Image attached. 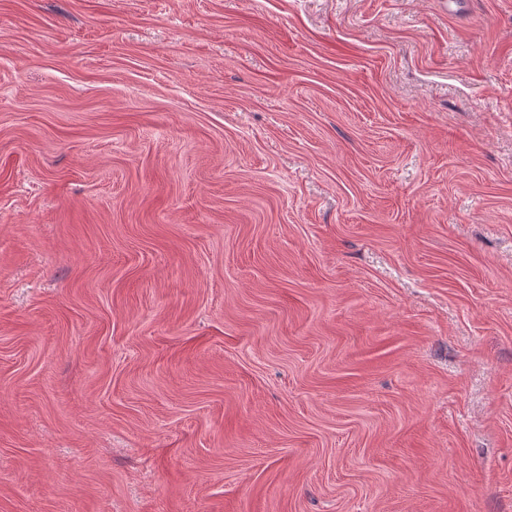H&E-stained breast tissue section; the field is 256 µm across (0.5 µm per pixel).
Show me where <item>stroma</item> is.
<instances>
[{
	"label": "stroma",
	"mask_w": 512,
	"mask_h": 512,
	"mask_svg": "<svg viewBox=\"0 0 512 512\" xmlns=\"http://www.w3.org/2000/svg\"><path fill=\"white\" fill-rule=\"evenodd\" d=\"M0 512H512V0H0Z\"/></svg>",
	"instance_id": "obj_1"
}]
</instances>
